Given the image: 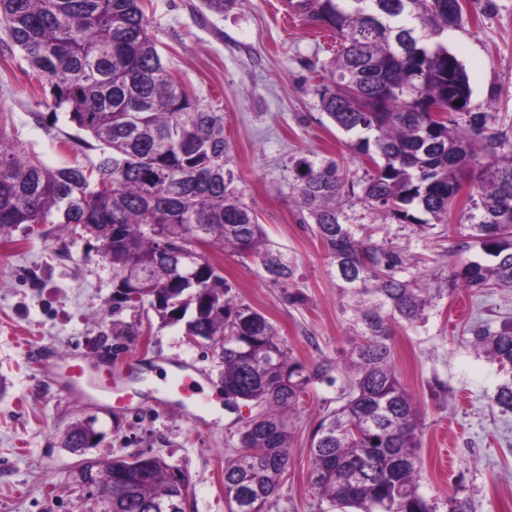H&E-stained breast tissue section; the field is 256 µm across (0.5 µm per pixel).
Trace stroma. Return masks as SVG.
I'll return each mask as SVG.
<instances>
[{
    "mask_svg": "<svg viewBox=\"0 0 512 512\" xmlns=\"http://www.w3.org/2000/svg\"><path fill=\"white\" fill-rule=\"evenodd\" d=\"M463 26L443 37L462 63L470 107L494 125H512V0H463ZM146 16L162 62L203 103L224 114L230 166L242 199L293 268L288 287L266 278L257 259L210 250L236 301L273 323L288 354L308 368L331 362L289 420L288 470L280 512H317L310 485V443L336 409L353 376L350 356L365 328V297L346 288L292 200L296 164L333 160L361 182L368 164L354 139L323 112L317 89L336 55V39L303 21L290 23L277 0H234L218 14L203 0H148ZM41 85L21 56L0 49V134L50 167L96 162V142L47 109ZM467 200L449 222L426 227L383 217L358 196L343 220L358 236L402 252L403 278L441 289L423 320L393 326L394 363L425 413L421 491L448 512V497L468 498L471 512H512V412L492 402L512 374L477 352L470 328L512 320V290L448 291L461 259ZM112 267L85 239L56 224L20 225L0 234V512H90L85 492L67 493L82 456L107 459L148 453L186 469V512H226L224 464L257 406L233 419L195 411L165 389L172 367L198 374L205 392L223 401L222 365L207 343L189 341L183 324L161 323L149 304L113 311ZM84 357L86 377L120 372L124 407L74 391L69 357ZM92 423L95 447L62 445L67 430Z\"/></svg>",
    "mask_w": 512,
    "mask_h": 512,
    "instance_id": "stroma-1",
    "label": "stroma"
}]
</instances>
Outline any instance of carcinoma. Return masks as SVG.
<instances>
[{"label":"carcinoma","mask_w":512,"mask_h":512,"mask_svg":"<svg viewBox=\"0 0 512 512\" xmlns=\"http://www.w3.org/2000/svg\"><path fill=\"white\" fill-rule=\"evenodd\" d=\"M145 0H0L5 47L19 51L48 96L101 150L89 168H51L0 134V233L21 224H63L98 243L112 265L116 308L149 301L161 322L176 324L188 309L186 335L221 344L224 400L261 408L240 434L241 453L224 466L227 512H272L288 465L289 413L314 370L288 356L276 327L234 301L206 248L258 260L270 281L293 276L282 251L266 239L254 211L239 197L224 137V113L205 105L164 66L145 17ZM310 20L336 34V58L318 89L322 110L345 133L372 172L362 200L407 222L447 220L468 180L472 233L458 250L475 247L485 261H464L448 290L512 288V224H497L503 194H512V135L470 108L462 63L441 35L464 23L448 0H301ZM411 52L399 51L404 30ZM448 99L435 130L427 105ZM462 101L456 106L455 101ZM293 199L315 226L330 265L346 286L371 295L360 309L364 341L351 357L355 377L345 402L325 415L310 448V483L319 512H437L420 492L423 421L393 364L392 321L414 323L432 302L427 288L399 277V253L373 245L343 223L342 201L354 183L333 161L296 165ZM472 345L512 370V321L474 331ZM494 403L512 412V382ZM92 425L76 424L64 447L83 449ZM138 480L125 457L96 463L89 478L112 498L94 497L92 512H157L177 500L186 473L160 456L141 461Z\"/></svg>","instance_id":"carcinoma-1"}]
</instances>
